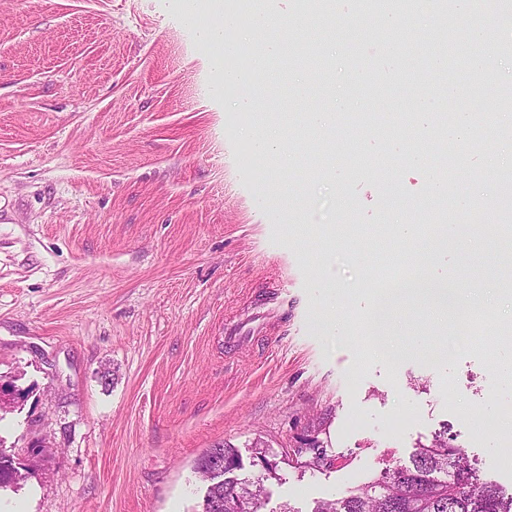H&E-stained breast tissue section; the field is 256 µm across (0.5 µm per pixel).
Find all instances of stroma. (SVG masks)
Here are the masks:
<instances>
[{
  "instance_id": "obj_1",
  "label": "stroma",
  "mask_w": 512,
  "mask_h": 512,
  "mask_svg": "<svg viewBox=\"0 0 512 512\" xmlns=\"http://www.w3.org/2000/svg\"><path fill=\"white\" fill-rule=\"evenodd\" d=\"M188 0H0V451L26 464L0 490V512H197L194 463L221 443L248 462L256 440L282 454L297 429L322 423L331 465L280 463L263 512H312L409 463L447 432L483 477L512 486L500 437L471 445L465 413L512 406V295L506 266L479 229L512 234V123L468 64L487 47L512 63V27L471 8L451 40L447 93L426 79L438 25L403 15L385 38L357 5L331 0H224L270 28L224 32L238 69L261 66L263 86L215 94V47L201 43ZM427 36L413 40L414 32ZM325 59V96L309 57ZM360 83L348 81L350 71ZM346 105H338V98ZM496 116L454 128L459 98ZM330 100L318 128L307 112ZM444 109L449 133L428 127L420 164L398 138L374 134L391 114ZM279 128L284 154L254 161L248 133ZM455 178L442 196L430 185ZM399 203L389 208L387 185ZM469 225L462 246L424 275L459 281L484 301L478 340L428 306L403 308L422 335L409 354L367 347L369 292L382 266L412 264L443 222ZM411 224L413 239L386 233ZM345 287L334 296L333 286ZM282 292L266 330L229 346L224 326ZM47 445L33 451V440Z\"/></svg>"
}]
</instances>
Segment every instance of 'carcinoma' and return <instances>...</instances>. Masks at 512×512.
I'll return each mask as SVG.
<instances>
[{
  "label": "carcinoma",
  "mask_w": 512,
  "mask_h": 512,
  "mask_svg": "<svg viewBox=\"0 0 512 512\" xmlns=\"http://www.w3.org/2000/svg\"><path fill=\"white\" fill-rule=\"evenodd\" d=\"M317 440L298 449L296 464L305 470L323 467ZM226 475L224 482L203 478L205 485L201 507L219 498L224 512H260L266 495V482L277 477L278 462L270 449L256 441L250 465L259 468L251 478L239 479L235 473L244 468L236 448L222 445ZM22 480L20 467L13 458L0 453V488ZM312 512H512V492L480 478L468 454L448 442V432L418 447L411 464L388 463L378 478L338 499L316 502Z\"/></svg>",
  "instance_id": "1"
}]
</instances>
